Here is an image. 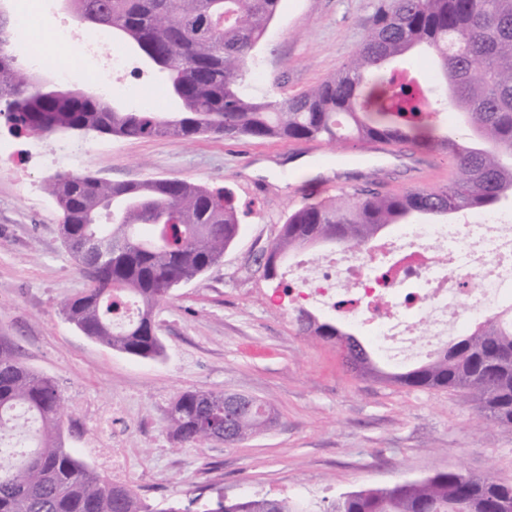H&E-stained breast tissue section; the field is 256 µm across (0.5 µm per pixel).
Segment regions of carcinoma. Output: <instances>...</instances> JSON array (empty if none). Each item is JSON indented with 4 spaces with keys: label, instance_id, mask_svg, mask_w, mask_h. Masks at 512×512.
Instances as JSON below:
<instances>
[{
    "label": "carcinoma",
    "instance_id": "carcinoma-1",
    "mask_svg": "<svg viewBox=\"0 0 512 512\" xmlns=\"http://www.w3.org/2000/svg\"><path fill=\"white\" fill-rule=\"evenodd\" d=\"M279 0H71L74 14L119 33L167 65L182 90L179 110L115 111L91 92L42 91L31 68L0 51V122L16 137L58 131L122 139L176 137L324 141L331 145L386 141L448 157L452 180L433 188L383 193L367 187L288 213L260 267L277 278L288 250L335 243L365 251L383 228L412 215L429 218L486 212L512 193V0H376L366 34L335 76L293 96L253 98L240 89L245 67L263 40ZM437 58L448 103L465 117L464 137L431 134L439 110L432 89L396 81L390 63L418 46ZM66 220L65 248L78 270L98 264L99 287L64 300L63 312L82 333L131 357L163 353L153 314L170 298L162 284L190 281L217 263L241 230L227 187L152 178L132 185L91 174H59L46 184ZM92 234L112 242L101 260L84 250ZM302 329L331 340V322L298 310ZM393 379L419 388L464 389L484 417L512 426V310L485 319L448 344L435 360ZM32 423L34 449L19 463L0 447V512H182L146 503L124 484L92 469L63 445L64 401L57 382L19 360L0 337V437ZM168 422L183 442L224 441V394L190 390L173 401ZM270 423L264 402L245 405L238 441ZM402 490L365 489L340 497L324 512H512V484L493 476L448 471L405 482ZM218 512H310L286 498L254 497Z\"/></svg>",
    "mask_w": 512,
    "mask_h": 512
}]
</instances>
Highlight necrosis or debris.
Masks as SVG:
<instances>
[{"label": "necrosis or debris", "mask_w": 512, "mask_h": 512, "mask_svg": "<svg viewBox=\"0 0 512 512\" xmlns=\"http://www.w3.org/2000/svg\"><path fill=\"white\" fill-rule=\"evenodd\" d=\"M16 28L30 44L31 65L54 70L67 80L61 51L102 56L95 88L107 93L113 75L130 63L114 52L109 33L85 30L75 36L67 23L44 27L39 19L18 14ZM293 302H316L345 320L370 328V340L390 360L415 350L431 352L465 318L487 315L512 304V225L488 219L465 224L403 226L363 253L326 256L297 264Z\"/></svg>", "instance_id": "1"}]
</instances>
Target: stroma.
<instances>
[{"mask_svg":"<svg viewBox=\"0 0 512 512\" xmlns=\"http://www.w3.org/2000/svg\"><path fill=\"white\" fill-rule=\"evenodd\" d=\"M373 0H281L243 77L246 94L296 95L336 74L362 40ZM68 140L81 152L61 163ZM17 166L0 157V336L21 360L51 376L66 406L64 443L95 471L153 503L251 496L307 502L312 512L341 494L388 488L440 472L493 473L512 482V426L482 419L471 398L361 376L334 342L302 331L284 289L256 260L288 213L377 179L384 191L414 187L412 158L446 166L438 153L389 143L341 150L320 141H244L204 136L119 139L95 133L15 139ZM305 157L313 172H281ZM84 172L115 183L192 179L230 188L248 208L218 263L179 286L155 311L162 357L142 359L85 336L61 305L86 279L64 247L62 212L44 189L56 174ZM187 390L252 396L273 424L242 442L187 444L167 428L174 399Z\"/></svg>","mask_w":512,"mask_h":512,"instance_id":"obj_1","label":"stroma"}]
</instances>
